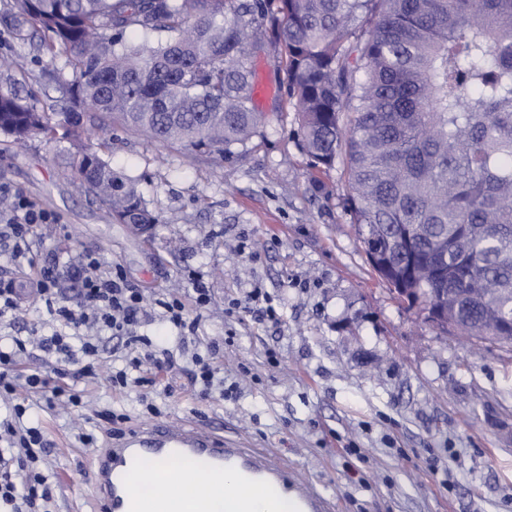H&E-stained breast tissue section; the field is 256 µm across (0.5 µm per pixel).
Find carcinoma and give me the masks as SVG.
Returning a JSON list of instances; mask_svg holds the SVG:
<instances>
[{
	"label": "carcinoma",
	"instance_id": "carcinoma-1",
	"mask_svg": "<svg viewBox=\"0 0 512 512\" xmlns=\"http://www.w3.org/2000/svg\"><path fill=\"white\" fill-rule=\"evenodd\" d=\"M11 23L68 54L73 179L122 224H157L133 184L79 145L83 119L153 143L240 158L258 133L249 56L278 50L309 166L342 167L344 213L373 250L423 224L444 257L455 328L512 347V0H13ZM0 93V130L52 140ZM413 308L435 281L396 288Z\"/></svg>",
	"mask_w": 512,
	"mask_h": 512
}]
</instances>
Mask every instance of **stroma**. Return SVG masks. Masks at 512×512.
<instances>
[{"label":"stroma","instance_id":"1","mask_svg":"<svg viewBox=\"0 0 512 512\" xmlns=\"http://www.w3.org/2000/svg\"><path fill=\"white\" fill-rule=\"evenodd\" d=\"M13 0H0V91L28 97L50 117L67 106L66 53L47 60L43 33L9 29ZM264 124L246 157L187 155L119 127L85 130L118 175L134 182L160 219L129 232L72 186L68 140L17 145L0 132V186L23 193L58 221L33 244L37 260L90 252L120 267L146 302L168 292L191 301L190 271L205 274L211 301L168 374L173 396L148 413L137 391L112 386L119 340L106 341L95 378L75 382L80 406L36 408L57 479L54 512H93L87 461L105 444L101 413L126 423L192 420L246 439L336 502V512H512V349L441 333L397 298L373 270L342 207L339 171L312 181L292 135L295 112L279 54L248 60ZM261 289L281 322L227 314ZM217 345L233 397H192L189 356ZM95 441L81 443L82 433Z\"/></svg>","mask_w":512,"mask_h":512}]
</instances>
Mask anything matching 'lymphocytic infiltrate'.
Instances as JSON below:
<instances>
[{
  "label": "lymphocytic infiltrate",
  "mask_w": 512,
  "mask_h": 512,
  "mask_svg": "<svg viewBox=\"0 0 512 512\" xmlns=\"http://www.w3.org/2000/svg\"><path fill=\"white\" fill-rule=\"evenodd\" d=\"M12 196L10 209L0 212V255L12 265L29 269L28 288L44 304L52 325L37 336H0V393L13 391L18 360L34 348L42 360L53 363L62 382L51 384L41 372L32 371L23 381L29 393L51 407L78 405L77 392L65 380L94 377L102 343L111 337L122 340L128 350L124 365L112 370L113 387L161 390L160 375L171 368L175 352L170 346L155 347L148 337L139 335L145 317L142 293L126 284L119 268L104 269L91 254L35 264L31 242L39 228L56 223L57 217L22 194ZM68 279L79 284L72 298L61 288ZM190 280L191 302L171 295L154 302L157 318L170 324L180 341L197 325L192 310L210 302L203 274L191 273ZM28 409L25 403L9 405L8 417L0 420V512H48L53 499L56 476L41 467L50 442L40 425L25 422Z\"/></svg>",
  "instance_id": "lymphocytic-infiltrate-1"
}]
</instances>
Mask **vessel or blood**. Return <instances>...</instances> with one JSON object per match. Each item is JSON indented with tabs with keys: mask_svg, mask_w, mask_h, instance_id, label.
I'll use <instances>...</instances> for the list:
<instances>
[{
	"mask_svg": "<svg viewBox=\"0 0 512 512\" xmlns=\"http://www.w3.org/2000/svg\"><path fill=\"white\" fill-rule=\"evenodd\" d=\"M146 463L158 468L152 512H251L245 491L252 485L288 490L293 512H330L332 508L330 499L309 481L289 478L285 461L188 420L135 425L110 436L106 447L90 458L84 470L96 512H143L133 473ZM176 463L208 478L233 473L236 489L226 494L220 507L206 494L172 501L168 468Z\"/></svg>",
	"mask_w": 512,
	"mask_h": 512,
	"instance_id": "obj_1",
	"label": "vessel or blood"
}]
</instances>
